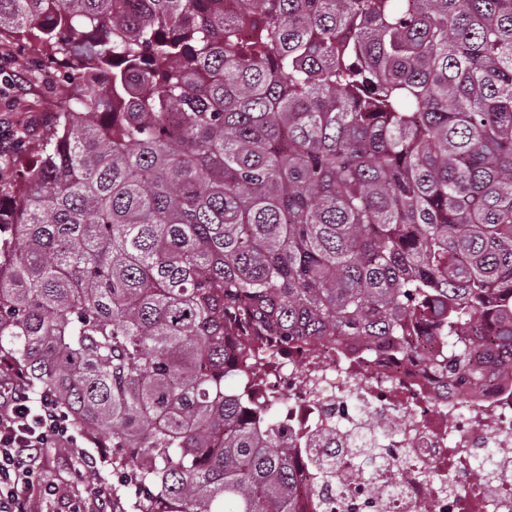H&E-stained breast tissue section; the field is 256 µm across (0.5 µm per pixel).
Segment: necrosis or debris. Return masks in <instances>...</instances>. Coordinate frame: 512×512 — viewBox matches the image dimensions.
Here are the masks:
<instances>
[{
	"label": "necrosis or debris",
	"instance_id": "obj_1",
	"mask_svg": "<svg viewBox=\"0 0 512 512\" xmlns=\"http://www.w3.org/2000/svg\"><path fill=\"white\" fill-rule=\"evenodd\" d=\"M265 374L241 367L238 390L257 383L260 406L295 448L307 512H321L325 486L313 456L335 458L336 512H512V366L477 387L434 374L421 356L388 342L333 345L300 362L263 352ZM387 434L381 462L347 481L372 428ZM495 451L474 478L480 449Z\"/></svg>",
	"mask_w": 512,
	"mask_h": 512
}]
</instances>
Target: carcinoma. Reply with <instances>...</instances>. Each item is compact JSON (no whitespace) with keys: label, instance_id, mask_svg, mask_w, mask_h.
<instances>
[{"label":"carcinoma","instance_id":"1","mask_svg":"<svg viewBox=\"0 0 512 512\" xmlns=\"http://www.w3.org/2000/svg\"><path fill=\"white\" fill-rule=\"evenodd\" d=\"M25 41L60 71L0 207V361L134 512H302L224 395L260 345L512 356V0H0Z\"/></svg>","mask_w":512,"mask_h":512}]
</instances>
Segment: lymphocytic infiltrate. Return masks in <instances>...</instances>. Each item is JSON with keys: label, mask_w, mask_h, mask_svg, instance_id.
I'll return each mask as SVG.
<instances>
[{"label": "lymphocytic infiltrate", "mask_w": 512, "mask_h": 512, "mask_svg": "<svg viewBox=\"0 0 512 512\" xmlns=\"http://www.w3.org/2000/svg\"><path fill=\"white\" fill-rule=\"evenodd\" d=\"M72 441L67 415L50 398L34 396L22 371L8 368L0 378V512H31L36 498L56 503L57 512H109L106 499L90 511L83 500L42 482L43 464Z\"/></svg>", "instance_id": "obj_1"}]
</instances>
